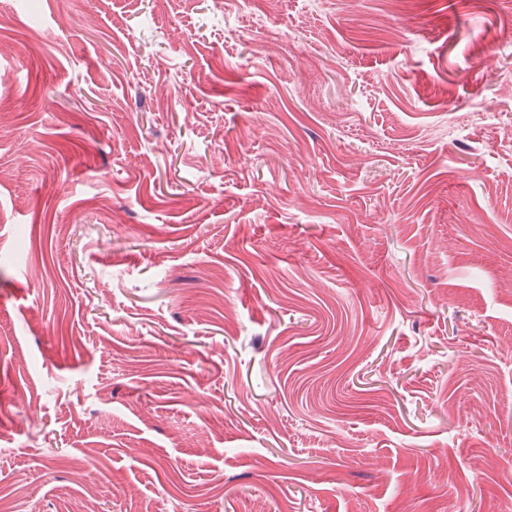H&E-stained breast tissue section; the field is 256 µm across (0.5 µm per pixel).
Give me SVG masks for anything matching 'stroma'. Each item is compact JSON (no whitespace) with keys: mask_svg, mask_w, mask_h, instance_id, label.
<instances>
[{"mask_svg":"<svg viewBox=\"0 0 512 512\" xmlns=\"http://www.w3.org/2000/svg\"><path fill=\"white\" fill-rule=\"evenodd\" d=\"M512 0H0L5 512H512Z\"/></svg>","mask_w":512,"mask_h":512,"instance_id":"1","label":"stroma"}]
</instances>
